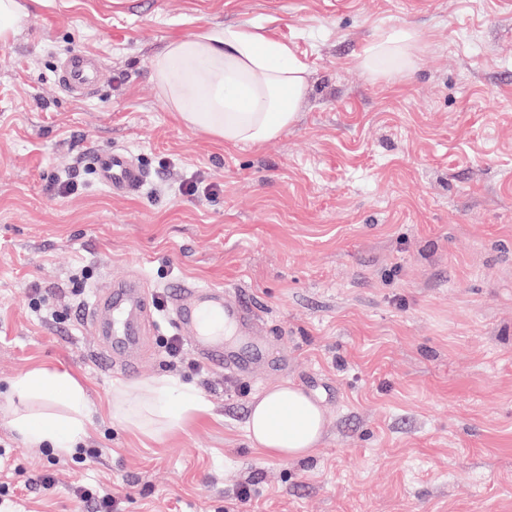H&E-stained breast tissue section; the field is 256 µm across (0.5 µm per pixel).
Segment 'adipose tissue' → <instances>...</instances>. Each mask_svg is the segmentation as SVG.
Returning a JSON list of instances; mask_svg holds the SVG:
<instances>
[{
    "label": "adipose tissue",
    "instance_id": "adipose-tissue-1",
    "mask_svg": "<svg viewBox=\"0 0 512 512\" xmlns=\"http://www.w3.org/2000/svg\"><path fill=\"white\" fill-rule=\"evenodd\" d=\"M45 0H0V45L25 29L32 9ZM418 41L415 30H382L362 48L360 65L373 72L401 63L410 67ZM154 70L170 111L186 128L232 146H261L293 125L309 91V66L288 43L246 25H213L190 38L169 39L157 53ZM19 399L40 397L60 403L62 412L13 411L12 426L29 444L71 455L89 437L90 409L82 385L68 372L36 368L14 386ZM198 392L162 376L145 384L140 396L126 387L112 394V415L158 439L186 415L202 409ZM325 426L322 407L292 384L257 395L247 434L255 448L277 459L300 458L319 445Z\"/></svg>",
    "mask_w": 512,
    "mask_h": 512
}]
</instances>
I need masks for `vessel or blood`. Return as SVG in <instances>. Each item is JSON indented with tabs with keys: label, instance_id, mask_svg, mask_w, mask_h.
Segmentation results:
<instances>
[{
	"label": "vessel or blood",
	"instance_id": "vessel-or-blood-1",
	"mask_svg": "<svg viewBox=\"0 0 512 512\" xmlns=\"http://www.w3.org/2000/svg\"><path fill=\"white\" fill-rule=\"evenodd\" d=\"M101 80L94 56L77 52L64 59L56 72L59 86L70 91H89ZM93 168L98 181L115 196L139 188L147 174L129 154L107 150L95 154ZM154 293L139 282L118 280L108 291H96L84 310V318L106 334L105 352L139 345L141 330L154 320ZM168 317L188 336L193 353L207 365L228 374L245 375L264 367L277 370L269 359L262 325L246 301L229 300L222 287L180 281L166 295Z\"/></svg>",
	"mask_w": 512,
	"mask_h": 512
}]
</instances>
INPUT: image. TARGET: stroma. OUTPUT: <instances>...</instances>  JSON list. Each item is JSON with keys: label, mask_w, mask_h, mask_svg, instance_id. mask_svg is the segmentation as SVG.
<instances>
[{"label": "stroma", "mask_w": 512, "mask_h": 512, "mask_svg": "<svg viewBox=\"0 0 512 512\" xmlns=\"http://www.w3.org/2000/svg\"><path fill=\"white\" fill-rule=\"evenodd\" d=\"M228 23L310 68L297 121L262 146L187 129L157 88L168 38ZM401 26L419 37L411 70L357 64ZM76 51L109 75L88 95L56 82ZM109 149L147 172L122 197L94 173ZM67 174L78 192L54 194ZM110 277L251 299L287 371L169 356L162 323L136 376L104 369L81 315ZM37 367L84 386L94 429L72 456L9 424L12 384ZM159 376L207 408L154 440L111 404ZM288 382L326 425L282 461L246 421ZM79 485L121 512H512V0H53L0 46V512H86Z\"/></svg>", "instance_id": "35a3bbf8"}]
</instances>
